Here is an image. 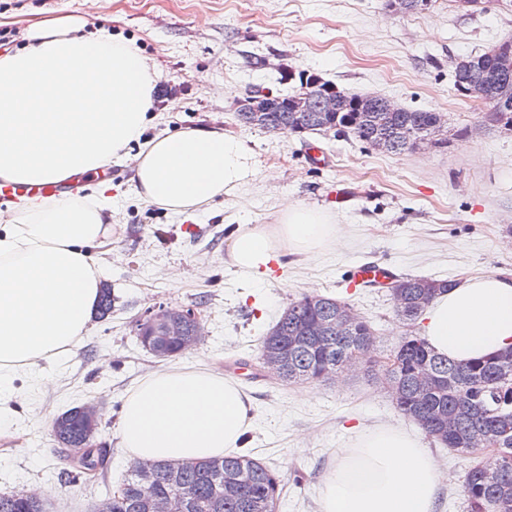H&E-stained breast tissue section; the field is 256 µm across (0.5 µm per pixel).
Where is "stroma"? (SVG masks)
Segmentation results:
<instances>
[{"label": "stroma", "mask_w": 512, "mask_h": 512, "mask_svg": "<svg viewBox=\"0 0 512 512\" xmlns=\"http://www.w3.org/2000/svg\"><path fill=\"white\" fill-rule=\"evenodd\" d=\"M92 2L0 0V55L21 47V32L62 20L92 39L133 43L163 87L145 138L219 130L245 140L260 171L207 210L175 215L136 196L138 145L113 159L112 180L101 188L112 208V240L91 250L112 288L111 316L92 321L58 359L0 379L9 398L0 413V494L51 486L49 512H93L121 484L129 461L115 426L143 379L254 362L264 334L293 301L312 294L349 301L375 329L372 359L389 355L404 327L387 289L349 291L355 264L455 281L512 273V131L484 125L488 105L456 95L452 66L512 37V11L494 4L471 12L457 0H433L416 14L387 11L384 0H111V14L102 18ZM302 72L351 93L441 113L447 146L393 155L350 135L273 134L239 124L246 94H288ZM287 201L332 215L342 241L280 263L279 277L260 282L226 267L231 232L275 223ZM159 304L195 308L202 341L171 358L143 348L137 325ZM239 385L256 412L245 453L284 481L277 512H321L327 472L374 426L421 436L441 475L436 512H468L465 476L488 453H452L422 436L396 412L382 383L358 371L339 382L286 385L257 372ZM88 402L103 411L93 440L103 461L92 477L53 435L59 414Z\"/></svg>", "instance_id": "35a3bbf8"}]
</instances>
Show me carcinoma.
<instances>
[{
	"mask_svg": "<svg viewBox=\"0 0 512 512\" xmlns=\"http://www.w3.org/2000/svg\"><path fill=\"white\" fill-rule=\"evenodd\" d=\"M454 72V90L464 98L494 106L495 49L460 60ZM239 121L268 133L327 131L341 127L370 148L384 136L383 151L404 154L417 149L418 140L429 136L436 145L447 140L438 112L402 109L384 112L374 103L369 112H329L322 117L308 113L299 122L295 112H240ZM456 283L448 279L403 277L391 283L396 315L412 329L431 300ZM348 308L345 302L327 296L306 295L288 305L262 340L260 358L281 357L286 384L321 383L349 368L357 355L372 349L375 333L356 315L342 330L336 316ZM399 365L382 374L366 369L371 379L383 378L395 409L410 418L430 438L457 452L475 453L494 444L493 466L497 481L484 478L486 465L469 470L465 488L470 512H512V350L494 358L461 365L434 353L425 338L408 333L397 346ZM71 435L62 440L68 447L80 440L89 449L82 467L96 469L98 449L83 431L81 419L71 421ZM156 479L141 483L132 472L123 481L124 495L112 503V512H146L149 501L170 497L176 512H253L259 501L276 504L281 479L262 462L248 455H227L203 462H158ZM0 512H32L25 493L0 495Z\"/></svg>",
	"mask_w": 512,
	"mask_h": 512,
	"instance_id": "carcinoma-1",
	"label": "carcinoma"
}]
</instances>
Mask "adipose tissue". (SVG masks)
<instances>
[{"label": "adipose tissue", "mask_w": 512, "mask_h": 512, "mask_svg": "<svg viewBox=\"0 0 512 512\" xmlns=\"http://www.w3.org/2000/svg\"><path fill=\"white\" fill-rule=\"evenodd\" d=\"M23 47L0 57V177L61 181L99 171L140 143L137 196L173 213L235 194L256 176L245 141L184 129L144 139L158 72L133 46L90 39L61 22L27 31ZM277 239L261 224L232 233L225 263L250 275L270 258L301 256L338 243L332 216L300 203L278 215ZM103 208L61 197L33 203L0 226V372L49 362L86 332L101 270L89 246L111 237ZM430 348L467 363L512 348V275L464 278L426 308ZM253 400L222 373L173 370L144 379L126 398L117 434L132 460L205 461L244 448ZM322 512H434L437 463L413 435L377 427L325 478Z\"/></svg>", "instance_id": "ef3b65f1"}]
</instances>
